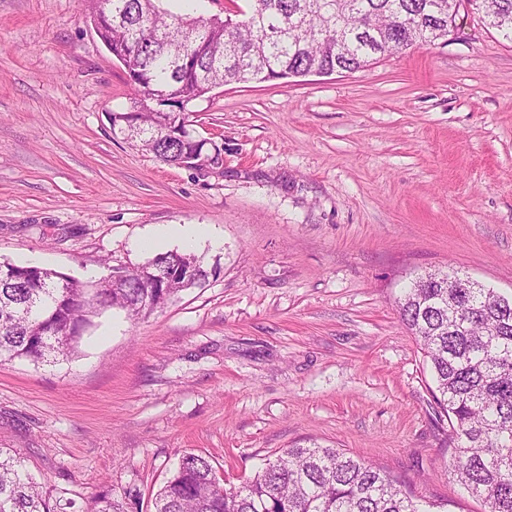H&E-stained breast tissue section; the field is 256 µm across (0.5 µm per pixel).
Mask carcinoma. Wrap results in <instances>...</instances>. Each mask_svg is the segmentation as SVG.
<instances>
[{
	"instance_id": "obj_1",
	"label": "carcinoma",
	"mask_w": 512,
	"mask_h": 512,
	"mask_svg": "<svg viewBox=\"0 0 512 512\" xmlns=\"http://www.w3.org/2000/svg\"><path fill=\"white\" fill-rule=\"evenodd\" d=\"M90 18L135 88L112 128L179 166L208 141L188 106L228 83L363 69L375 56L448 35L459 0H247L239 17L173 13L164 0H86ZM487 25L512 38V0H480ZM192 255L146 262L161 276ZM457 273L417 278L399 305L430 362L436 404L452 426L451 474L486 512H512V298L491 288H450ZM182 291L143 267L87 283L53 269L0 265V362L71 356L92 319L119 308L145 317ZM380 466L330 447L288 448L238 486L189 453L155 497V512H432ZM0 512H63L52 492L0 449Z\"/></svg>"
}]
</instances>
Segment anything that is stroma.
<instances>
[{"label": "stroma", "mask_w": 512, "mask_h": 512, "mask_svg": "<svg viewBox=\"0 0 512 512\" xmlns=\"http://www.w3.org/2000/svg\"><path fill=\"white\" fill-rule=\"evenodd\" d=\"M134 91L85 0H0V262L83 281L200 224L207 278L149 316L95 317L76 353L0 363V448L66 512L153 497L188 453L237 484L317 443L415 499L485 512L399 318L417 275L512 294V40L460 4L448 36L368 68L229 84L194 102L216 172L113 134ZM174 235L180 240L183 246L193 248L201 239L208 238L213 247H220L222 241L218 236L206 235L205 230L198 224H182L175 229Z\"/></svg>", "instance_id": "35a3bbf8"}]
</instances>
